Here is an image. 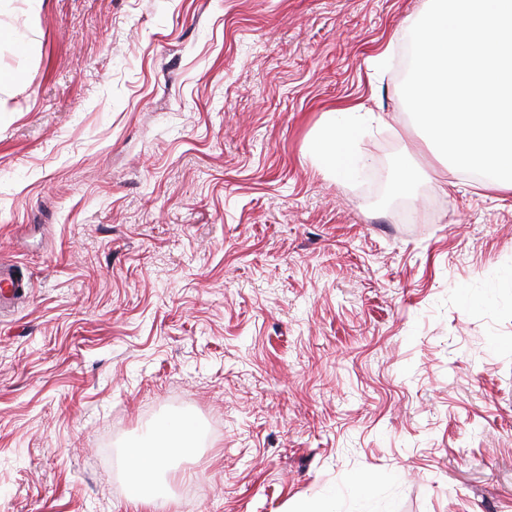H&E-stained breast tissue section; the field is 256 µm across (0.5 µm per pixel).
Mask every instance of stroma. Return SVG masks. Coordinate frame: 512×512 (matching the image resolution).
Wrapping results in <instances>:
<instances>
[{
  "label": "stroma",
  "instance_id": "35a3bbf8",
  "mask_svg": "<svg viewBox=\"0 0 512 512\" xmlns=\"http://www.w3.org/2000/svg\"><path fill=\"white\" fill-rule=\"evenodd\" d=\"M427 7L0 0V512H134L127 448L182 418L159 512H512V193L406 110ZM343 113L346 114L347 119L344 123H339L336 122V113L328 112L329 118L317 134L313 147L314 157L321 162L327 172L334 173L336 176H339L342 170L336 151L348 138L350 132L353 129L383 122L380 115L366 108L364 104L347 108ZM26 288L25 283L19 280L13 271L0 265V300L11 301L21 297Z\"/></svg>",
  "mask_w": 512,
  "mask_h": 512
}]
</instances>
